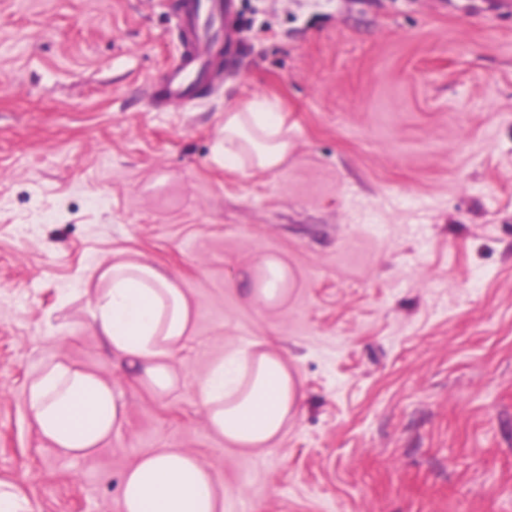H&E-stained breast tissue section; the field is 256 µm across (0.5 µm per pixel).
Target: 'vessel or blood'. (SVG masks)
Returning <instances> with one entry per match:
<instances>
[{
    "mask_svg": "<svg viewBox=\"0 0 512 512\" xmlns=\"http://www.w3.org/2000/svg\"><path fill=\"white\" fill-rule=\"evenodd\" d=\"M233 11V0H189L181 16L187 48L168 66L164 88L152 99L154 107H190L201 85L220 83L214 51L231 41Z\"/></svg>",
    "mask_w": 512,
    "mask_h": 512,
    "instance_id": "vessel-or-blood-1",
    "label": "vessel or blood"
}]
</instances>
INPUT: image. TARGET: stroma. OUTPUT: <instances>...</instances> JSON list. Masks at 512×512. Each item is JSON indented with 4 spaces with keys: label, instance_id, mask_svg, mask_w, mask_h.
I'll return each instance as SVG.
<instances>
[{
    "label": "stroma",
    "instance_id": "35a3bbf8",
    "mask_svg": "<svg viewBox=\"0 0 512 512\" xmlns=\"http://www.w3.org/2000/svg\"><path fill=\"white\" fill-rule=\"evenodd\" d=\"M176 3L0 0V480L30 512H121L123 473L182 448L224 512H512V5L238 0L223 85L157 111ZM262 98L283 166L214 163L225 112ZM117 256L192 304L167 396L88 327L86 276ZM268 257L288 270L272 305L248 292ZM245 348L302 393L267 448L215 436L199 394ZM56 360L122 394L91 458L29 419L23 390Z\"/></svg>",
    "mask_w": 512,
    "mask_h": 512
}]
</instances>
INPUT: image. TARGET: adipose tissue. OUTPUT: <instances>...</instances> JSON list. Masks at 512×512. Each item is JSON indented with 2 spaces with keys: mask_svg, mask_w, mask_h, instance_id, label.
<instances>
[{
  "mask_svg": "<svg viewBox=\"0 0 512 512\" xmlns=\"http://www.w3.org/2000/svg\"><path fill=\"white\" fill-rule=\"evenodd\" d=\"M288 130L275 103L262 99L225 112L212 147L216 163L273 171L288 157ZM90 275V329L121 357L133 380L157 396L179 384L171 363L189 336L192 306L178 282L138 258L98 263ZM286 267L265 259L252 278L254 298L279 302ZM39 435L62 454L92 456L123 424L116 386L67 362L46 364L23 391ZM210 431L235 448H264L297 413L302 395L287 364L270 351H237L216 362L202 384ZM121 512H224V486L193 454L162 448L122 476Z\"/></svg>",
  "mask_w": 512,
  "mask_h": 512,
  "instance_id": "adipose-tissue-1",
  "label": "adipose tissue"
}]
</instances>
